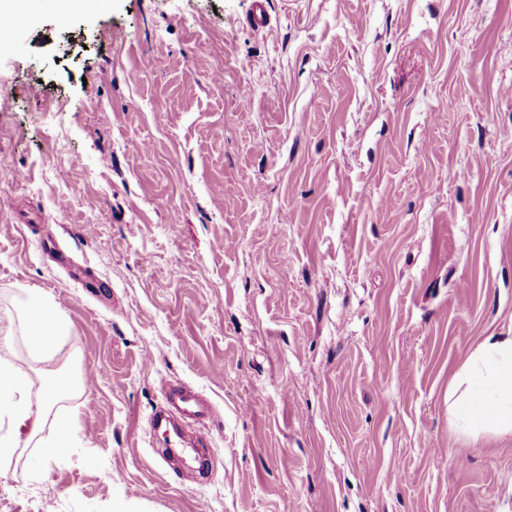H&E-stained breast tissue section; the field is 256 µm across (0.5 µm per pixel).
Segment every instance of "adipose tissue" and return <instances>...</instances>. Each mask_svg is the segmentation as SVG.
Returning a JSON list of instances; mask_svg holds the SVG:
<instances>
[{
  "mask_svg": "<svg viewBox=\"0 0 512 512\" xmlns=\"http://www.w3.org/2000/svg\"><path fill=\"white\" fill-rule=\"evenodd\" d=\"M33 348L49 352L58 337L69 329L53 310L25 292L17 302ZM27 386L19 370L0 364V410L8 409L18 424L39 427L45 412L15 402L14 396ZM448 421L468 439L482 435H512V334L489 335L472 350L448 384Z\"/></svg>",
  "mask_w": 512,
  "mask_h": 512,
  "instance_id": "1",
  "label": "adipose tissue"
}]
</instances>
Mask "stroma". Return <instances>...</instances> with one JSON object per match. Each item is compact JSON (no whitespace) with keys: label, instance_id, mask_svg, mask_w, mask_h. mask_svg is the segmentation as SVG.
<instances>
[{"label":"stroma","instance_id":"obj_1","mask_svg":"<svg viewBox=\"0 0 512 512\" xmlns=\"http://www.w3.org/2000/svg\"><path fill=\"white\" fill-rule=\"evenodd\" d=\"M252 4L36 0L0 38V360L35 408L94 377L67 457L0 413V512H512V436L448 423L512 331V0ZM166 383L217 411L205 477L145 438ZM33 294L25 290L24 295L18 299L17 311L33 348L37 352L46 353L54 347L59 336L69 335V329L50 307L36 301Z\"/></svg>","mask_w":512,"mask_h":512}]
</instances>
